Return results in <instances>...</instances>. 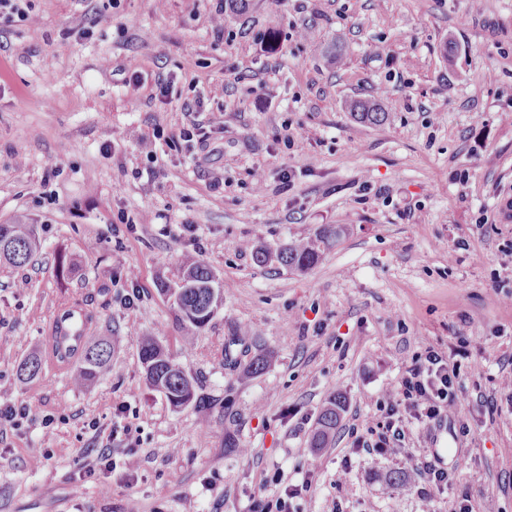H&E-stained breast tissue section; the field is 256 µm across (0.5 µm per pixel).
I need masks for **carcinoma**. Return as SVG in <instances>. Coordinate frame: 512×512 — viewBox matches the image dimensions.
<instances>
[{
  "mask_svg": "<svg viewBox=\"0 0 512 512\" xmlns=\"http://www.w3.org/2000/svg\"><path fill=\"white\" fill-rule=\"evenodd\" d=\"M354 117L361 123L379 126L387 120L386 113L376 104L357 101L352 105ZM39 246L38 238L31 224L0 225V260L12 265L29 261ZM255 260L265 265L273 260L279 264L305 271L320 260V253L308 240L300 239L272 255L262 248L254 252ZM190 284L182 289L176 300V323L186 335H194L213 318L220 300V290L212 289L216 276L206 259L200 258L190 265L181 278ZM111 353V345L106 341L93 343L83 352V366L74 377V383L82 387L93 382L105 367ZM141 362L148 382L163 392L169 403L175 407L191 404L204 420L213 413L215 406L195 393L190 379L174 362L170 354L155 339L147 337L141 344ZM343 405L332 401L326 405L318 419V429L312 447H325L330 435L336 431Z\"/></svg>",
  "mask_w": 512,
  "mask_h": 512,
  "instance_id": "obj_1",
  "label": "carcinoma"
}]
</instances>
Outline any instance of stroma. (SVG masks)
I'll list each match as a JSON object with an SVG mask.
<instances>
[{
    "label": "stroma",
    "mask_w": 512,
    "mask_h": 512,
    "mask_svg": "<svg viewBox=\"0 0 512 512\" xmlns=\"http://www.w3.org/2000/svg\"><path fill=\"white\" fill-rule=\"evenodd\" d=\"M218 4L34 0L0 20V224L41 242L0 263V406L28 412L0 425V512H254L286 484L307 488L296 512H512V0ZM373 99L387 121L356 122ZM328 226L306 271L253 258ZM200 258L224 295L187 339L157 285ZM74 306L112 343L86 388L48 351ZM147 336L208 420L147 382ZM428 348L459 369L462 417L354 447ZM338 394L336 440L310 450ZM424 461L447 494L392 482Z\"/></svg>",
    "instance_id": "1"
}]
</instances>
